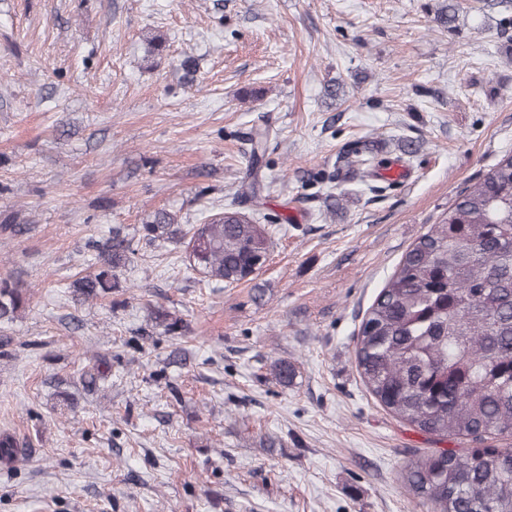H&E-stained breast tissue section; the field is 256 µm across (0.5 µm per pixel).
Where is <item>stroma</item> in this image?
<instances>
[{
	"instance_id": "35a3bbf8",
	"label": "stroma",
	"mask_w": 512,
	"mask_h": 512,
	"mask_svg": "<svg viewBox=\"0 0 512 512\" xmlns=\"http://www.w3.org/2000/svg\"><path fill=\"white\" fill-rule=\"evenodd\" d=\"M442 2L0 0V221L29 228L0 231V275L30 294L0 324V432L29 445L0 465V512H428L403 475L438 443L376 402L355 351L407 247L512 153V8L458 0L447 30ZM258 126L259 201L234 195ZM360 143L410 180L364 188ZM233 197L273 231L253 279L213 287L143 236ZM116 224L118 289L75 300ZM153 305L184 335L149 327Z\"/></svg>"
}]
</instances>
